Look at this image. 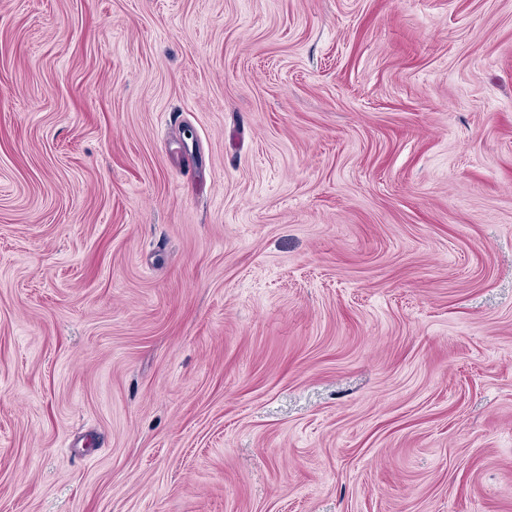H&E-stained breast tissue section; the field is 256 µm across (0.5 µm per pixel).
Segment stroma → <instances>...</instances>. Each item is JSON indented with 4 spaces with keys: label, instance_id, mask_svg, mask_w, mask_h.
I'll use <instances>...</instances> for the list:
<instances>
[{
    "label": "stroma",
    "instance_id": "stroma-1",
    "mask_svg": "<svg viewBox=\"0 0 512 512\" xmlns=\"http://www.w3.org/2000/svg\"><path fill=\"white\" fill-rule=\"evenodd\" d=\"M0 512H512V0H0Z\"/></svg>",
    "mask_w": 512,
    "mask_h": 512
}]
</instances>
